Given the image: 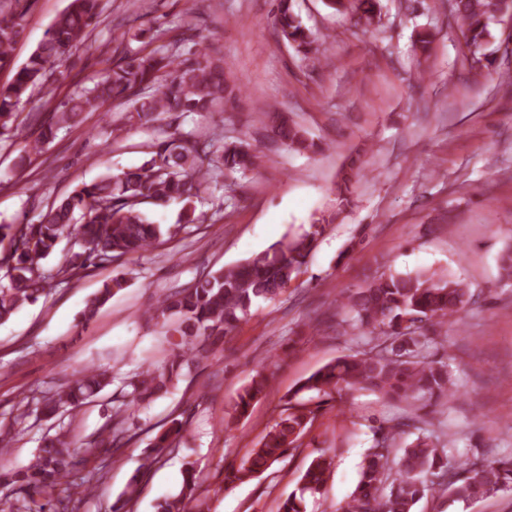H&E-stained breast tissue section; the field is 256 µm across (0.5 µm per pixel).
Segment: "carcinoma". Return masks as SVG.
Wrapping results in <instances>:
<instances>
[{"instance_id":"carcinoma-1","label":"carcinoma","mask_w":512,"mask_h":512,"mask_svg":"<svg viewBox=\"0 0 512 512\" xmlns=\"http://www.w3.org/2000/svg\"><path fill=\"white\" fill-rule=\"evenodd\" d=\"M32 0H0V67L11 53ZM101 0H69L45 32L41 44L19 66L13 77L0 84V137L21 125L19 106L28 103L55 63L72 55L84 43L101 15ZM337 12H349L358 25L371 27L378 17L377 0H327ZM504 0H453V10L468 46L478 51L492 37L490 29ZM275 24L280 36L296 50L308 54L311 32L291 8V0H278ZM145 31L128 30L112 50L116 60L91 87L68 95L55 112V121L42 126L26 142L20 161L38 156L62 128L78 125L86 112L98 110L109 100L130 103L122 124L112 123V142L126 128L148 127L166 116L176 121L186 114L209 112L224 100V62L205 50L183 57L181 39L155 29L148 52L132 51L128 44ZM271 138L296 151L314 147L306 131L288 114L266 113ZM148 159L135 169L105 174L91 184L76 186L52 204L37 223L0 224V323L24 305L48 298L59 285L80 279L104 262H117L145 252L159 242L163 231L147 220L141 204L152 199L181 205L182 224H195L196 202L201 194L224 179V172L245 174L256 166L257 155L246 145L224 142V135L202 138L197 131L179 130L157 137L149 145ZM329 221L318 218L310 229L285 236L270 248L228 267L209 270L181 288L159 297L146 309L147 320L170 333L167 360L148 366L122 381L112 398V418L83 441V450L69 435L65 420H73L83 406L95 401L114 376L102 366L75 372L64 385L34 390L20 402L15 423L36 413L57 419L55 433L42 437L30 463L11 475L13 502L6 512L35 511V496L66 483L80 493L103 484L108 457L129 440L125 427L134 409L168 392L192 368L207 358L210 347L232 335L252 305L273 300L306 265ZM71 242L63 261L47 269L43 261L62 240ZM125 274L105 282L80 314L78 326L91 323L99 310L125 288ZM467 285L437 269L406 274H382L355 291H342L337 302L349 308L348 326L362 334L366 348L336 358L307 377L288 398L284 416L264 435L240 464L224 468V488H233L267 472L305 435L308 424L324 405L348 391L368 390L394 403L418 409L447 402L456 396L448 364L434 358L432 350L439 329L456 318L471 302ZM270 378L259 374L237 394L230 420L248 415L254 400L266 393ZM315 393L316 407L298 399ZM417 417L403 416L373 427V444L365 454L359 478L350 496L336 505V512H415L426 495H435L448 506L483 500L512 489V457L451 463L447 443L421 430L417 438L396 453L397 440L409 433ZM184 431L177 418L156 435L152 448L161 454L176 446ZM333 458L322 451L301 474L298 488L281 500L278 512H305V500L319 493L331 475ZM141 474L132 476L126 499H118L112 512H121L133 499ZM198 478L193 468L183 472L175 495L157 502L156 512H190L196 501Z\"/></svg>"}]
</instances>
